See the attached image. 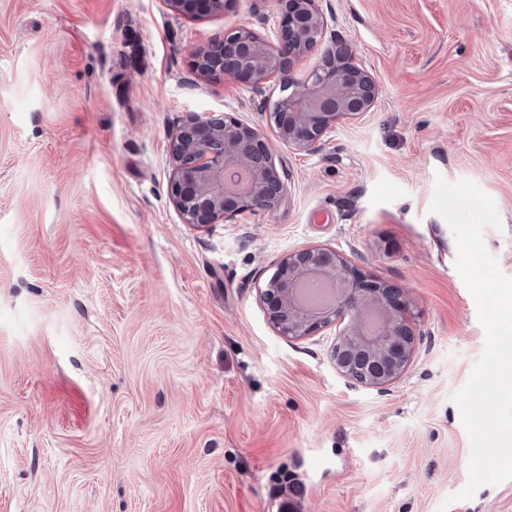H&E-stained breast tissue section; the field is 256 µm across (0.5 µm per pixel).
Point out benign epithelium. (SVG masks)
Listing matches in <instances>:
<instances>
[{
    "label": "benign epithelium",
    "instance_id": "7a95c632",
    "mask_svg": "<svg viewBox=\"0 0 512 512\" xmlns=\"http://www.w3.org/2000/svg\"><path fill=\"white\" fill-rule=\"evenodd\" d=\"M163 3L180 15L224 11V0ZM276 5L282 14L276 44L240 28L196 48L197 69L257 89L305 57L326 31L315 0H276ZM328 54L332 65L320 62L304 79L288 80L292 92L274 113L278 138L288 147L311 150L338 121L360 117L375 104L376 85L354 62L349 45L339 43ZM171 154L170 202L190 226L223 224L245 211L271 210L285 196L269 141L259 129L227 114L186 115ZM325 280L335 289L332 302L310 308L296 300L300 282L316 288ZM261 297L271 324L283 336H313L336 326V370L362 386L385 388L416 356L420 333L411 323L403 289L370 280L332 247L312 246L283 256Z\"/></svg>",
    "mask_w": 512,
    "mask_h": 512
}]
</instances>
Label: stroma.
<instances>
[{
	"label": "stroma",
	"mask_w": 512,
	"mask_h": 512,
	"mask_svg": "<svg viewBox=\"0 0 512 512\" xmlns=\"http://www.w3.org/2000/svg\"><path fill=\"white\" fill-rule=\"evenodd\" d=\"M327 28L289 75L349 43L371 112L311 150L277 137L282 79L201 75L195 48L272 0L188 17L162 0H0V512H512L469 500L454 394L485 331L455 267L437 178L473 181L512 277V0H317ZM262 130L287 187L271 211L195 229L172 206L187 113ZM327 245L406 292L422 334L386 390L337 373L330 331L290 339L260 290Z\"/></svg>",
	"instance_id": "obj_1"
}]
</instances>
